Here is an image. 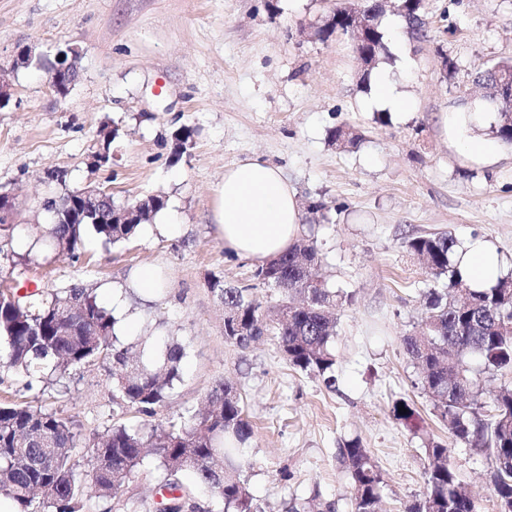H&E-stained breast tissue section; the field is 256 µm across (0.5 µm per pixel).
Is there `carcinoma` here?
I'll list each match as a JSON object with an SVG mask.
<instances>
[{
	"label": "carcinoma",
	"mask_w": 512,
	"mask_h": 512,
	"mask_svg": "<svg viewBox=\"0 0 512 512\" xmlns=\"http://www.w3.org/2000/svg\"><path fill=\"white\" fill-rule=\"evenodd\" d=\"M422 9L423 0H403L402 11L415 35L424 34ZM371 11H381L374 0L336 10L320 29L322 39L349 34L344 16ZM363 49L371 51L370 67H375L386 50L380 25ZM492 132L501 143L512 145L511 110L500 112ZM113 206L109 196L84 205L86 217L78 223L54 219L52 245L79 257L87 226L108 243L129 240L137 225L110 223ZM403 247L424 260L435 281H444V287L426 292L417 330L402 339L404 353L418 368L421 388L452 437L487 453L500 512H512V386L502 385L486 396L476 388L469 366V359L477 356L482 372L491 377L512 373V276L481 291L470 288L453 263L457 242L450 233L407 237ZM318 260L316 247L299 240L274 264L255 270L254 280L282 293L276 319L263 314L253 285L226 288L214 279L209 288L224 304V320L248 331L227 336L226 341L247 350L272 336L290 366L322 378L330 387L335 383L336 310L351 295L324 281L315 288L302 276L300 265ZM115 325L112 312L91 288L73 285L61 294L49 289L23 296L3 293L0 357L5 367L26 377L29 390L76 367L107 362L119 408L152 417L181 379L186 348L170 344L160 368L151 369L144 354L132 353L119 341ZM252 436L240 395L226 384L213 390L204 408L168 421L160 431L120 423L86 443L81 426L58 410L7 398L0 401V499L13 501L16 512H83L89 497L121 498L130 476L156 458L170 477L165 487L174 492L163 499L170 512H192L199 492L219 504L218 512H262L243 478ZM80 444L90 462L83 473L71 457ZM424 447L430 459L424 491L406 512H475L447 445L427 437ZM338 456L350 478L352 512H378L385 481L370 452L360 441L349 440L339 446ZM183 470L194 473L193 485L174 479Z\"/></svg>",
	"instance_id": "obj_1"
}]
</instances>
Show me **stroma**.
I'll list each match as a JSON object with an SVG mask.
<instances>
[{"label": "stroma", "instance_id": "1", "mask_svg": "<svg viewBox=\"0 0 512 512\" xmlns=\"http://www.w3.org/2000/svg\"><path fill=\"white\" fill-rule=\"evenodd\" d=\"M353 0H0V64L14 89L0 109V189L16 195L20 216L0 256V280L35 281L57 292L80 284L99 298L126 286L115 311L126 345L149 338L152 361L165 342L185 346L180 381L148 425L201 407L221 383L240 394L253 425L244 473L262 512H285L319 493L336 512H351L339 445L367 448L384 480V512H405L422 494L428 457L424 434L447 443L450 460L470 490L476 512H499L485 452L456 441L418 388V370L402 352L433 282L402 246L405 237L451 233L490 241L512 275V148L491 133L497 106L473 76L512 59V0H423L425 35L412 37L401 0H383L381 27L389 72L409 98L406 112L366 107L370 80L350 40H321L319 27ZM79 49V77L58 97L50 74L59 50ZM40 67L14 66L21 48ZM469 116L463 133L494 147L485 159L466 155L443 117ZM359 134L341 149L330 133ZM115 131L104 144L102 129ZM192 136L182 154L174 136ZM110 165L92 169L102 148ZM253 155L279 166L304 208L303 238L313 240L315 273L352 294L338 313L335 389L291 367L273 337L242 350L224 339V308L211 293L252 283L255 262L228 257L213 220L215 188L224 169ZM58 169L65 184L50 186ZM94 183L116 204L161 195L166 207L128 241L112 245L86 233L79 258L49 244L48 193ZM327 204L326 216L308 213ZM180 230L164 235L159 223ZM152 267L160 290L142 299L132 273ZM407 400L414 424L391 407ZM77 420L87 438L112 424L113 387L106 365L71 371L42 398ZM163 475L134 476L123 502L93 499L84 512H130L156 504Z\"/></svg>", "mask_w": 512, "mask_h": 512}]
</instances>
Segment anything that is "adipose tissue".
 I'll use <instances>...</instances> for the list:
<instances>
[{"mask_svg":"<svg viewBox=\"0 0 512 512\" xmlns=\"http://www.w3.org/2000/svg\"><path fill=\"white\" fill-rule=\"evenodd\" d=\"M302 219L296 194L280 167L253 156L225 167L216 188L214 220L228 254L266 262L292 245ZM470 287L483 289L503 273V260L474 238L455 254Z\"/></svg>","mask_w":512,"mask_h":512,"instance_id":"adipose-tissue-1","label":"adipose tissue"}]
</instances>
